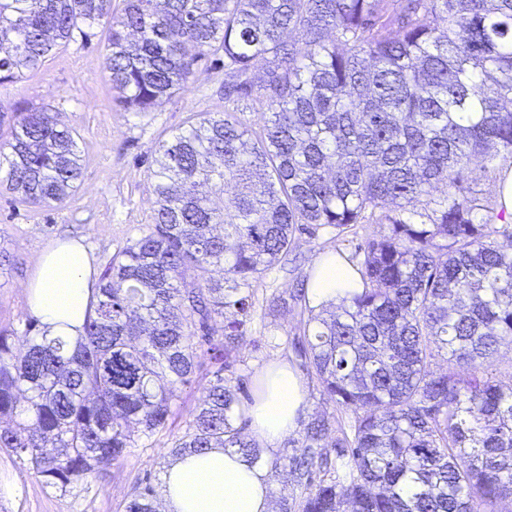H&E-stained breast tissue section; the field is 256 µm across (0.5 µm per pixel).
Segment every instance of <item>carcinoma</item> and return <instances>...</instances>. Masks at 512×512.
<instances>
[{"instance_id":"cac0c4a2","label":"carcinoma","mask_w":512,"mask_h":512,"mask_svg":"<svg viewBox=\"0 0 512 512\" xmlns=\"http://www.w3.org/2000/svg\"><path fill=\"white\" fill-rule=\"evenodd\" d=\"M99 25L126 108L149 111L222 52L224 99L256 98L266 117L255 130L203 112L158 146L155 224L112 255L83 336L31 319L0 330V450L65 492L167 431L203 357L205 398L171 452L268 463L245 432L254 398L224 375L251 281L288 262L298 232L383 224L360 248L361 288L303 328L300 353L351 433L302 421L300 453L268 464L303 496L276 512H495L512 498V386L482 371L512 340V223L471 187L480 159L512 167V0H123L117 14L112 0H0V85ZM0 112L15 113L5 188L65 201L81 176L73 129L25 101ZM154 498L143 480L126 512H159Z\"/></svg>"}]
</instances>
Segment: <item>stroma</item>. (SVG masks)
Segmentation results:
<instances>
[{
	"instance_id": "35a3bbf8",
	"label": "stroma",
	"mask_w": 512,
	"mask_h": 512,
	"mask_svg": "<svg viewBox=\"0 0 512 512\" xmlns=\"http://www.w3.org/2000/svg\"><path fill=\"white\" fill-rule=\"evenodd\" d=\"M224 65L205 61L185 89L163 98L151 111L134 112L112 99L106 69L104 34L69 45L37 72L0 86V100L25 101L56 112L60 122L77 132L82 175L63 203L35 206L0 188V250L11 259L0 271V329H23L28 318L26 285L43 253L57 240H83L98 267L113 253L145 233L154 222L155 196L151 170L160 142L187 129L202 112H232L252 128L264 122L259 102L226 103ZM373 225L336 237L330 229L297 234L285 267L266 271L251 283L252 318L233 366L248 393H256L267 368L285 361L302 376L308 391L307 414L327 413L340 425L349 415L337 409L298 353L308 312L294 293L325 254H352ZM280 296L284 307L269 311L267 301ZM203 399L201 385L184 387L170 434L152 446L137 448L88 485L61 491L45 485L26 464L0 452V512H124L134 484L150 478L161 486L169 462V436L182 435Z\"/></svg>"
}]
</instances>
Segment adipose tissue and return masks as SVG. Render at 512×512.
Returning <instances> with one entry per match:
<instances>
[{
  "instance_id": "1",
  "label": "adipose tissue",
  "mask_w": 512,
  "mask_h": 512,
  "mask_svg": "<svg viewBox=\"0 0 512 512\" xmlns=\"http://www.w3.org/2000/svg\"><path fill=\"white\" fill-rule=\"evenodd\" d=\"M98 277L84 245L56 242L40 258L28 285L30 318L50 334L79 336ZM358 285L352 265L333 257L316 264L308 297L316 307L337 305ZM306 406L302 378L288 363H276L247 412L251 435L277 447L296 430ZM163 498L168 512H271L266 469L221 448L176 457L163 477Z\"/></svg>"
}]
</instances>
